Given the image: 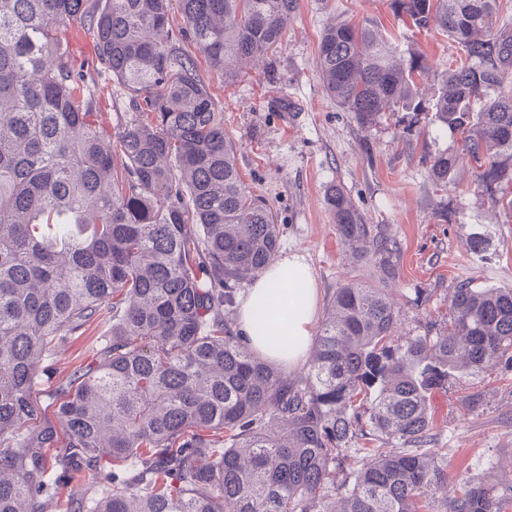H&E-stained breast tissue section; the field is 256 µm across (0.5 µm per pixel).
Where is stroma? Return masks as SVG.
<instances>
[{
	"label": "stroma",
	"mask_w": 512,
	"mask_h": 512,
	"mask_svg": "<svg viewBox=\"0 0 512 512\" xmlns=\"http://www.w3.org/2000/svg\"><path fill=\"white\" fill-rule=\"evenodd\" d=\"M367 20L383 25L399 48L421 55L429 68L421 79L418 112L403 113L380 126L362 130L329 100L317 66V43L332 18ZM92 83L107 90L99 100V120L112 131L123 95H110L112 76L95 61L85 44ZM458 58L456 44L438 28L414 32L393 17L389 0H299L273 65L249 67L230 87L207 65L201 79L210 85L224 112V128L237 146V166L245 184L262 195L278 216L282 229L278 258L303 256L310 265L320 300L339 283L365 277L366 272L345 256L326 201L329 185L341 186L367 223L386 224L403 246L392 301L403 316L399 335L423 333L428 321L440 319L456 278L469 275L500 286L512 285V222L482 195L470 165H462L448 190L435 192L423 150L452 149L456 136L445 131L429 147L416 143L433 112L438 74ZM452 202V222L440 216L443 202ZM495 234L489 258L477 260L469 249L472 234ZM423 304H416V296ZM103 330L92 326L60 347L49 364L55 379L91 359ZM480 394L476 405L467 395ZM429 448L448 459L450 478L475 477L494 487L512 485V371L452 379L431 396Z\"/></svg>",
	"instance_id": "stroma-1"
}]
</instances>
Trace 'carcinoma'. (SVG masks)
Masks as SVG:
<instances>
[{
    "instance_id": "1",
    "label": "carcinoma",
    "mask_w": 512,
    "mask_h": 512,
    "mask_svg": "<svg viewBox=\"0 0 512 512\" xmlns=\"http://www.w3.org/2000/svg\"><path fill=\"white\" fill-rule=\"evenodd\" d=\"M0 0V512H420L448 486V512H504L497 490L422 452L432 391L512 371V288L458 281L448 321L397 342L388 294L402 244L368 224L338 185L327 203L343 251L370 281L326 301L301 383L257 356L233 326L237 287L280 246L267 201L246 186L224 112L189 40L232 85L242 62L273 56L299 0ZM502 0H391L417 30L437 25L466 61L440 75L430 156L435 191L463 163L512 219V24ZM128 97L113 135L101 90L69 36ZM327 97L366 130L417 112L425 60L368 21L337 19L318 43ZM92 360L34 396L41 360L93 325ZM269 345H292L272 310Z\"/></svg>"
}]
</instances>
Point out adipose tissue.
<instances>
[{
	"label": "adipose tissue",
	"instance_id": "ef3b65f1",
	"mask_svg": "<svg viewBox=\"0 0 512 512\" xmlns=\"http://www.w3.org/2000/svg\"><path fill=\"white\" fill-rule=\"evenodd\" d=\"M286 289L290 312L285 313L286 333L294 340L293 348L288 351V364L298 365L304 362L312 341V322L316 307V290L308 263L300 256L286 257L272 264L261 276L256 278L239 308V331L246 342L261 355L274 357L253 324V312L256 307L275 302L277 289Z\"/></svg>",
	"mask_w": 512,
	"mask_h": 512
}]
</instances>
